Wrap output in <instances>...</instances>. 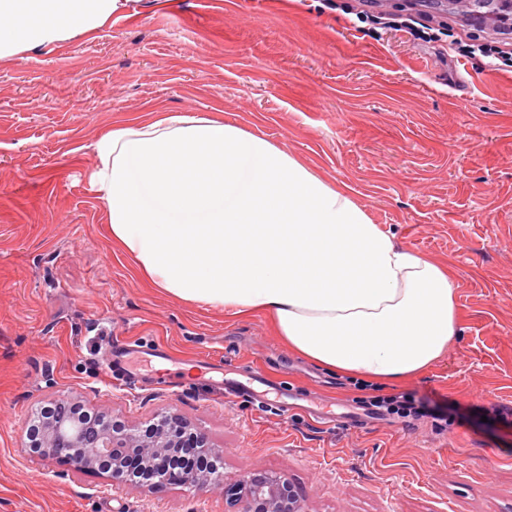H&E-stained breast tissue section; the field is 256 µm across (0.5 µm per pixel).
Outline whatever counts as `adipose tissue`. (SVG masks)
<instances>
[{
  "label": "adipose tissue",
  "mask_w": 512,
  "mask_h": 512,
  "mask_svg": "<svg viewBox=\"0 0 512 512\" xmlns=\"http://www.w3.org/2000/svg\"><path fill=\"white\" fill-rule=\"evenodd\" d=\"M122 0H0V59L93 32ZM143 280L232 317L267 316L308 360L398 380L458 334L448 268L397 244L267 136L208 113L120 125L86 171Z\"/></svg>",
  "instance_id": "adipose-tissue-1"
}]
</instances>
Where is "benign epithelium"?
I'll return each mask as SVG.
<instances>
[{
    "label": "benign epithelium",
    "mask_w": 512,
    "mask_h": 512,
    "mask_svg": "<svg viewBox=\"0 0 512 512\" xmlns=\"http://www.w3.org/2000/svg\"><path fill=\"white\" fill-rule=\"evenodd\" d=\"M28 449L43 457H56L86 470H97L103 461L104 470L116 482H128L125 465L135 459L140 468L149 471L175 452L201 458L217 457L207 438L191 431L174 416L162 417L159 428L150 434L136 429L118 417L104 422L90 416L77 397H62L54 401L53 416L45 420L38 414L27 431ZM166 481L184 484L199 490L214 491L223 487L221 474L208 470L182 472L170 469ZM239 512H304V505L288 478L263 474L251 475L236 484Z\"/></svg>",
    "instance_id": "7a95c632"
}]
</instances>
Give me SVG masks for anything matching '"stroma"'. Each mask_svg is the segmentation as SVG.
Returning a JSON list of instances; mask_svg holds the SVG:
<instances>
[{"instance_id": "35a3bbf8", "label": "stroma", "mask_w": 512, "mask_h": 512, "mask_svg": "<svg viewBox=\"0 0 512 512\" xmlns=\"http://www.w3.org/2000/svg\"><path fill=\"white\" fill-rule=\"evenodd\" d=\"M353 22L330 0H126L92 34L0 60V512H237L221 491L30 454L26 420L64 395L139 428L177 416L226 484L285 476L307 512H512V425L479 410L512 407V60L442 66L405 32ZM156 111L265 134L448 267L458 336L376 392L451 401L458 421L369 418L350 377L265 316L145 285L85 172L102 135ZM122 342L132 384L108 373ZM252 367L257 398L225 395Z\"/></svg>"}]
</instances>
